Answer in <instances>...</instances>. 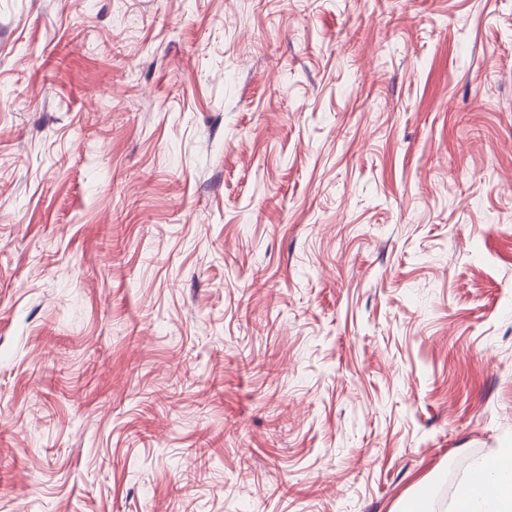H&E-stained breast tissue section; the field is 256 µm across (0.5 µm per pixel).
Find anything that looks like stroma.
<instances>
[{
    "instance_id": "1",
    "label": "stroma",
    "mask_w": 512,
    "mask_h": 512,
    "mask_svg": "<svg viewBox=\"0 0 512 512\" xmlns=\"http://www.w3.org/2000/svg\"><path fill=\"white\" fill-rule=\"evenodd\" d=\"M512 446V0H0V512H453Z\"/></svg>"
}]
</instances>
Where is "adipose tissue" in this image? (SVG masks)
Wrapping results in <instances>:
<instances>
[{"mask_svg": "<svg viewBox=\"0 0 512 512\" xmlns=\"http://www.w3.org/2000/svg\"><path fill=\"white\" fill-rule=\"evenodd\" d=\"M459 512H512V448L489 464H476L457 490Z\"/></svg>", "mask_w": 512, "mask_h": 512, "instance_id": "ef3b65f1", "label": "adipose tissue"}]
</instances>
